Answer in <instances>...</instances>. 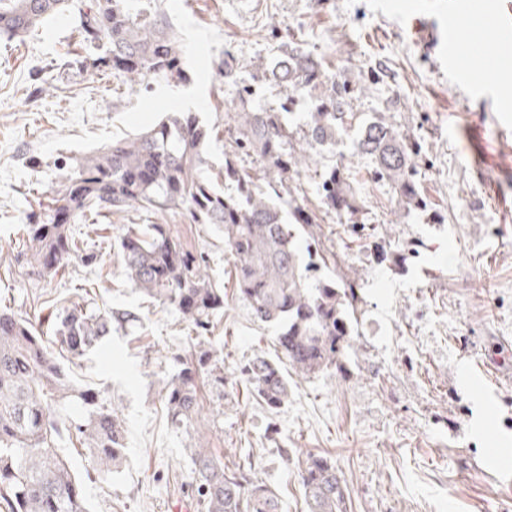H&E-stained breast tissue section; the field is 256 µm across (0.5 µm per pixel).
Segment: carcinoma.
Wrapping results in <instances>:
<instances>
[{"label": "carcinoma", "instance_id": "1", "mask_svg": "<svg viewBox=\"0 0 512 512\" xmlns=\"http://www.w3.org/2000/svg\"><path fill=\"white\" fill-rule=\"evenodd\" d=\"M0 0V39L24 41L44 22L65 12L78 15L76 32L88 49L81 66L111 73L123 83L164 78L182 81L183 46L163 0ZM216 70L236 87L239 110L226 114L224 133L232 150L212 173L207 145L215 126L195 112L177 111L132 136L60 165L61 176L46 205L29 214L18 263L40 289L38 297L66 267L104 263L112 251L133 290L158 306L178 312L195 332L193 352L179 371L160 380L170 426L186 434L184 448L193 465L191 492L202 512H282L273 490L252 479V463L230 465L215 455L196 431L200 385L224 392V359L205 348L211 318L224 309V286L207 272L201 252L187 248L167 224H124L106 244L76 236L75 225H95L131 209L153 216L179 213L192 224H216L224 233L233 293L253 318L277 329V348L285 362L255 354L241 370L242 382L262 406L275 410L288 402V373L315 377L339 366L359 325L362 298L348 276L310 282L311 272L333 262L327 250L308 248L303 262L295 245L301 232L315 239V214L288 187L298 166L288 145L298 132L283 121L297 93L316 91L303 139L331 153L351 130L355 89L328 72L320 59L297 45L263 69L262 79L283 93L275 108L248 107L253 96L234 57ZM358 154L371 160L370 177L386 185L399 207L427 206L417 179V145L398 126L373 121L355 140ZM253 156L250 173L238 158ZM237 185L226 194L219 179ZM322 206L346 224H359L366 211L350 174L335 162L320 174ZM136 308L93 311L78 301L59 311L52 338L36 323L0 307V512H88L81 484L60 449L80 445L88 474L120 469L125 430L98 391L75 385L53 349L80 361L112 335L141 323ZM83 413L73 417L68 407ZM309 512H349L350 504L336 463L311 455L301 472Z\"/></svg>", "mask_w": 512, "mask_h": 512}]
</instances>
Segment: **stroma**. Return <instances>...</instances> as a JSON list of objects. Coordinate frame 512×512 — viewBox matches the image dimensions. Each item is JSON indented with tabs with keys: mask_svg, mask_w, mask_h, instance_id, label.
<instances>
[{
	"mask_svg": "<svg viewBox=\"0 0 512 512\" xmlns=\"http://www.w3.org/2000/svg\"><path fill=\"white\" fill-rule=\"evenodd\" d=\"M462 28L483 29L486 47L512 46L478 16L501 0H456ZM183 45L185 79L129 86L93 77L75 15L47 21L24 42H0V304L51 328L56 303L87 296L92 308L135 307L144 320L67 370L100 392L126 430L121 471L87 476L82 449H65L89 512H200L188 482L192 465L159 394L192 343L171 309L144 306L117 264L109 280L83 266L62 271L52 297L34 305L16 261L26 218L55 185L56 166L111 140L148 129L168 112L193 111L220 125L234 87L215 64L233 54L260 73L294 34L349 83L361 86L354 124L383 119L420 144L418 180L440 222L396 207L372 182L369 161L345 141L343 159L368 201L364 225L340 223L320 205L314 175L290 179L318 217V233L355 278L360 334L342 366L303 379L272 412L239 382L254 353L276 357L272 327L245 304L224 301L209 343L224 358L223 399L206 394L198 430L225 460L251 455L252 476L274 488L284 512H306L299 474L322 453L341 473L351 512H512V106L502 86L512 57L487 62L468 44L435 43L447 30L442 0H164ZM383 77L369 81L372 70ZM49 90L30 94L31 76ZM168 224L209 271L227 283L223 234L181 215Z\"/></svg>",
	"mask_w": 512,
	"mask_h": 512,
	"instance_id": "stroma-1",
	"label": "stroma"
}]
</instances>
